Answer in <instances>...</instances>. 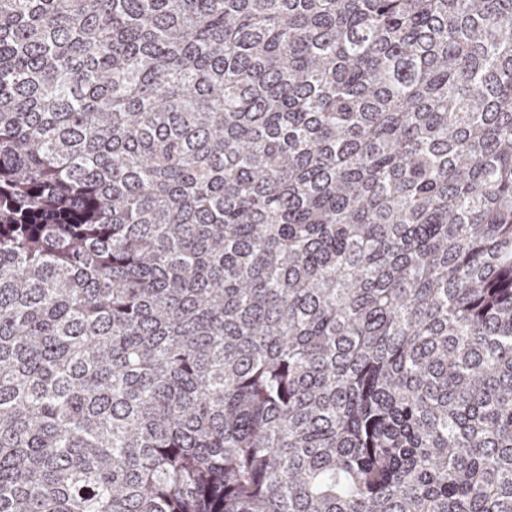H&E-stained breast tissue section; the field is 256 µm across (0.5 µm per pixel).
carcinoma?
Returning <instances> with one entry per match:
<instances>
[{
    "mask_svg": "<svg viewBox=\"0 0 512 512\" xmlns=\"http://www.w3.org/2000/svg\"><path fill=\"white\" fill-rule=\"evenodd\" d=\"M0 512H512V0H0Z\"/></svg>",
    "mask_w": 512,
    "mask_h": 512,
    "instance_id": "1",
    "label": "carcinoma"
}]
</instances>
